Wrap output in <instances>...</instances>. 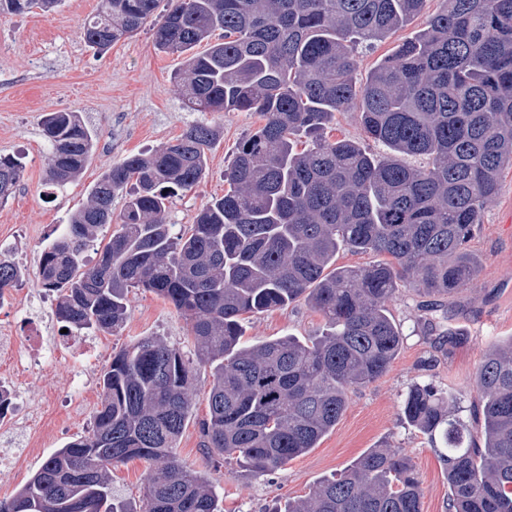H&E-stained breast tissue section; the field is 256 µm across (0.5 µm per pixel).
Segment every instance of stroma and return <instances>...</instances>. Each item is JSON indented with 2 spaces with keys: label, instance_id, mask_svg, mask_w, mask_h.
<instances>
[{
  "label": "stroma",
  "instance_id": "stroma-1",
  "mask_svg": "<svg viewBox=\"0 0 512 512\" xmlns=\"http://www.w3.org/2000/svg\"><path fill=\"white\" fill-rule=\"evenodd\" d=\"M439 6L426 0L422 12L407 25L359 54V76L393 48L422 29ZM98 0H63L52 13L32 10L0 15V156H20L23 169L14 194L0 203V259L24 267L27 280L17 287L24 306H0V376L11 375L15 353L29 352L32 342L51 348L69 339L55 316L56 302L35 285L42 248L87 201L100 174L128 155L175 141L191 124L217 125L220 137L208 153L205 178L191 191L173 197L168 223L192 224L208 200L223 196L226 175L239 141L259 124L250 112L189 110L173 79L182 60L160 52L152 30L114 43L97 54L81 37V26L95 15ZM76 112L97 132L96 151L85 172L64 188L48 185L49 146L41 119L49 112ZM480 260L473 281L448 298L425 305L408 288L399 290L387 307L405 336L387 373L350 394L336 427L316 448L291 460L281 470L252 475L235 462L209 457L201 446L199 423L208 416L209 367L197 371L192 416L179 437L180 463L200 471L219 495L224 512H281L289 501L306 496L311 486L341 473L374 448H394L410 458L422 480V512H447L449 486L444 456L428 436L402 417L408 388L433 384L440 391L465 390L459 417L473 424L478 397L470 389L487 347L512 336V169L500 176L496 196L484 209L470 243ZM322 317L305 300L248 316L247 340L283 336L304 339L321 335ZM461 337L448 341L447 331ZM153 336L193 355L189 326L172 304L141 289L128 295V317L115 332L86 337L66 360L38 363L18 387L16 399L37 411L38 421H0V499L12 496L57 449L90 430L100 406V382L114 352L140 338ZM149 465L134 459L112 471V492L130 512H140Z\"/></svg>",
  "mask_w": 512,
  "mask_h": 512
}]
</instances>
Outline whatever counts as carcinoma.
Segmentation results:
<instances>
[{"instance_id":"obj_1","label":"carcinoma","mask_w":512,"mask_h":512,"mask_svg":"<svg viewBox=\"0 0 512 512\" xmlns=\"http://www.w3.org/2000/svg\"><path fill=\"white\" fill-rule=\"evenodd\" d=\"M168 2L154 43L185 56L174 80L187 107L252 112L260 123L238 144L224 196L184 231L166 222L167 204L204 178L216 127L195 123L176 143L112 165L41 252L38 286L78 333L116 330L129 293L152 291L189 322L195 358L156 337L113 354L91 430L0 500V512H129L112 498L110 475L132 459L154 468L143 512H220L207 480L174 456L197 366L212 377L200 424L206 453L272 473L316 447L348 395L398 356L404 336L387 308L398 283L442 297L478 273L468 243L512 168V0H442L363 80L359 48L405 26L425 0ZM60 3L0 0V15ZM158 3L100 0L84 43L107 52ZM350 109L382 154L327 135L336 113ZM42 131L50 181L64 186L89 164L96 131L76 112L46 114ZM21 172L16 159L0 157L1 201ZM112 223L118 229L99 243L97 229ZM342 247L379 260L340 268ZM91 248L99 250L92 266ZM23 277L1 259L0 300ZM299 298L325 320L323 336L243 342L245 315ZM472 388L477 440L453 414L457 392L415 383L403 417L448 448V512H512V336L488 347ZM421 498L411 460L374 448L287 512H421Z\"/></svg>"}]
</instances>
